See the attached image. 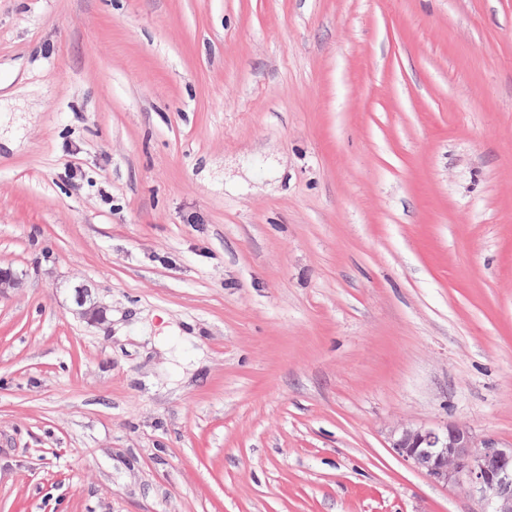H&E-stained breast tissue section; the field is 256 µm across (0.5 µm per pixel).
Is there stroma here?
<instances>
[{"label": "stroma", "instance_id": "35a3bbf8", "mask_svg": "<svg viewBox=\"0 0 512 512\" xmlns=\"http://www.w3.org/2000/svg\"><path fill=\"white\" fill-rule=\"evenodd\" d=\"M0 266V512H481L512 0H0ZM74 301L79 310L77 313L89 322H97L103 318V311L94 301L91 289L82 284L74 287ZM391 448L443 487L460 486L477 497L483 512H512V446L479 443L462 423L401 425Z\"/></svg>", "mask_w": 512, "mask_h": 512}]
</instances>
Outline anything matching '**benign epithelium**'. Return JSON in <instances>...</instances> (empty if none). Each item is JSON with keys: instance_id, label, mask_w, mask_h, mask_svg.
I'll list each match as a JSON object with an SVG mask.
<instances>
[{"instance_id": "benign-epithelium-1", "label": "benign epithelium", "mask_w": 512, "mask_h": 512, "mask_svg": "<svg viewBox=\"0 0 512 512\" xmlns=\"http://www.w3.org/2000/svg\"><path fill=\"white\" fill-rule=\"evenodd\" d=\"M22 278L10 268H0V295L17 289ZM78 314L90 321L103 318L91 289L74 287ZM391 448L425 471L443 487L460 486L477 497L482 512H512V446L496 447L477 440L462 423L437 427L401 425L392 431Z\"/></svg>"}]
</instances>
